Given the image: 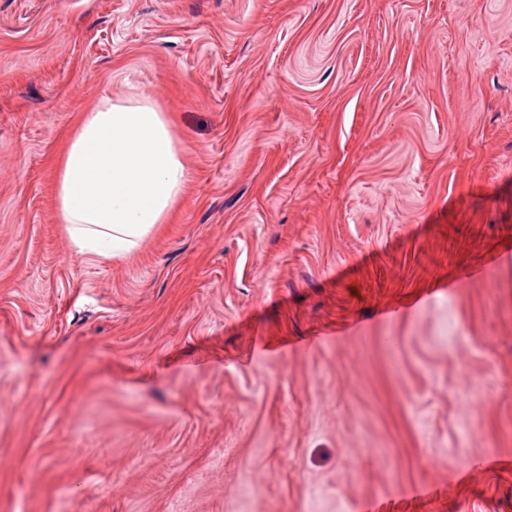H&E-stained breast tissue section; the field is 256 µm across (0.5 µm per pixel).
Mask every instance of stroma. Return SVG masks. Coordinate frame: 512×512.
Wrapping results in <instances>:
<instances>
[{
	"mask_svg": "<svg viewBox=\"0 0 512 512\" xmlns=\"http://www.w3.org/2000/svg\"><path fill=\"white\" fill-rule=\"evenodd\" d=\"M135 90L187 194L75 257ZM0 512H512V0H0ZM170 112L149 96L84 112L56 165L55 202L80 257L121 261L179 206L189 174Z\"/></svg>",
	"mask_w": 512,
	"mask_h": 512,
	"instance_id": "obj_1",
	"label": "stroma"
}]
</instances>
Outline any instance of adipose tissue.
<instances>
[{
    "label": "adipose tissue",
    "mask_w": 512,
    "mask_h": 512,
    "mask_svg": "<svg viewBox=\"0 0 512 512\" xmlns=\"http://www.w3.org/2000/svg\"><path fill=\"white\" fill-rule=\"evenodd\" d=\"M170 113L133 94L83 113L56 165L55 202L81 257L121 261L170 223L189 174Z\"/></svg>",
    "instance_id": "adipose-tissue-1"
}]
</instances>
